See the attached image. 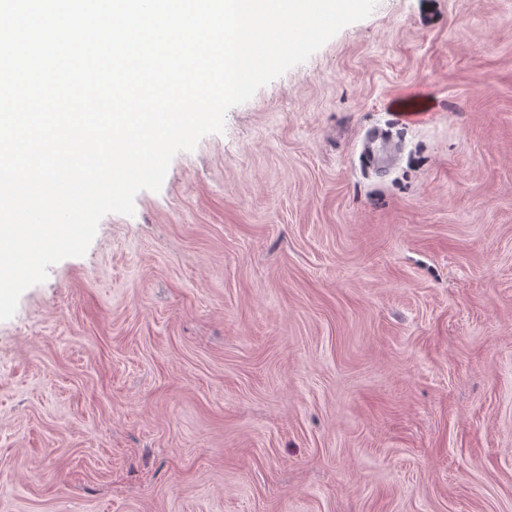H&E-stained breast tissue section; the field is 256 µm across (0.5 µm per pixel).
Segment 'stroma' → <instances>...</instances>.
I'll use <instances>...</instances> for the list:
<instances>
[{
    "mask_svg": "<svg viewBox=\"0 0 512 512\" xmlns=\"http://www.w3.org/2000/svg\"><path fill=\"white\" fill-rule=\"evenodd\" d=\"M134 205L0 321V512H512V0H376ZM392 147L390 140L385 137V131L374 129L365 142L364 152L371 163H379L388 159Z\"/></svg>",
    "mask_w": 512,
    "mask_h": 512,
    "instance_id": "obj_1",
    "label": "stroma"
}]
</instances>
